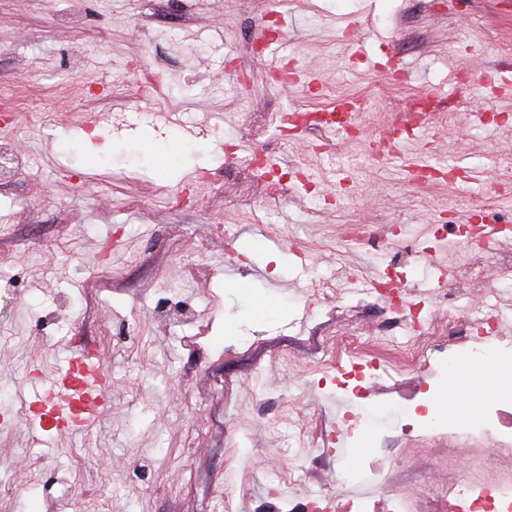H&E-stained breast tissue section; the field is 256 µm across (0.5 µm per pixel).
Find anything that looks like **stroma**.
<instances>
[{
	"instance_id": "35a3bbf8",
	"label": "stroma",
	"mask_w": 512,
	"mask_h": 512,
	"mask_svg": "<svg viewBox=\"0 0 512 512\" xmlns=\"http://www.w3.org/2000/svg\"><path fill=\"white\" fill-rule=\"evenodd\" d=\"M280 19L279 55L317 84L278 86L263 63ZM371 30L382 41L344 59ZM486 70L512 73V0H0V146L21 160L0 180V512H224L228 489L234 512H290L299 500L266 495L292 468L286 441L309 487L338 496V459L305 445L336 420L316 365L347 328L369 352L403 340L373 280L392 272L436 318L459 289L457 330L480 304L512 337L498 277L512 238L475 278L463 239L437 231L512 224V192L489 191L512 184V94ZM418 94L434 106L426 135L377 154ZM348 97L363 104L353 134L281 132L284 114ZM414 160L463 169L420 180ZM351 224L363 245L346 242ZM73 341L101 359L109 407L42 445L33 405ZM387 448L421 474L392 487L404 512L429 485L473 479L478 459L512 477V449L483 440L450 451L392 433Z\"/></svg>"
}]
</instances>
